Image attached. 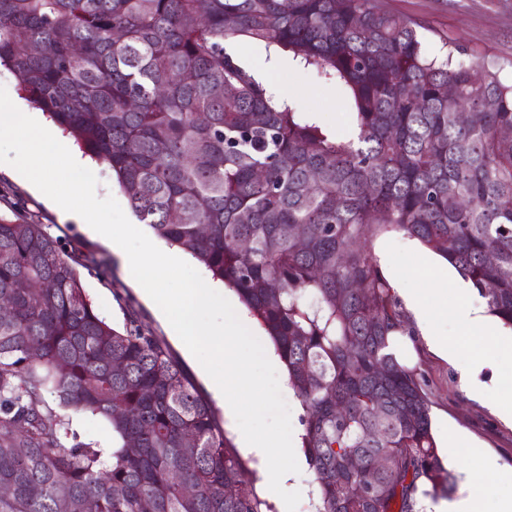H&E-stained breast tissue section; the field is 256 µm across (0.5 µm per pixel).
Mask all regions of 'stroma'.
I'll return each mask as SVG.
<instances>
[{"label":"stroma","instance_id":"obj_1","mask_svg":"<svg viewBox=\"0 0 512 512\" xmlns=\"http://www.w3.org/2000/svg\"><path fill=\"white\" fill-rule=\"evenodd\" d=\"M379 5L384 11L408 15L423 23L425 48L429 53H439L443 43H453L467 53L495 63L506 79H512V0H379ZM232 47L248 71L273 64L269 86L276 93L287 94L295 111L327 132L349 131L353 102L343 85L324 78L291 52L265 43L240 40L233 42ZM0 193L5 196L0 202V220H12L19 214L26 216L84 251L109 257L111 268L107 273L82 277L95 310L119 330L125 328L129 311H136L143 325L165 341L199 392L208 394L205 370L186 351L183 342L172 335L158 309L145 298L118 246L107 238L90 235L84 225L61 221L59 206L30 189L7 166L0 168ZM372 251L393 285L396 297L411 291L430 305H439L436 282L441 270L446 269V262L437 261L435 254L417 240L396 231L378 236ZM408 348L411 364L425 373L433 393L434 433L445 430L459 433L471 442L470 449L448 451V466L457 476V490L470 486L467 477L476 471L481 454L496 458L497 477L473 485L477 498L484 502V512H493L496 500L512 493V425L501 420L493 407L506 379L512 376V353L502 350L495 336L477 341L460 337L459 354L453 361L434 354L419 335L412 336ZM472 358L478 359L481 367L468 388L459 380L458 367Z\"/></svg>","mask_w":512,"mask_h":512}]
</instances>
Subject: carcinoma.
Returning a JSON list of instances; mask_svg holds the SVG:
<instances>
[{"instance_id":"1","label":"carcinoma","mask_w":512,"mask_h":512,"mask_svg":"<svg viewBox=\"0 0 512 512\" xmlns=\"http://www.w3.org/2000/svg\"><path fill=\"white\" fill-rule=\"evenodd\" d=\"M420 28L377 0H0V65L26 98L273 342L305 409L316 512H423L455 489L426 377L389 348L409 330L379 235L444 258L512 328V81L447 43L427 53ZM231 40L343 83L355 137L276 100ZM109 265L24 217L0 222V512H262L166 344L95 311L80 270ZM73 414L119 438L110 466L70 435Z\"/></svg>"}]
</instances>
